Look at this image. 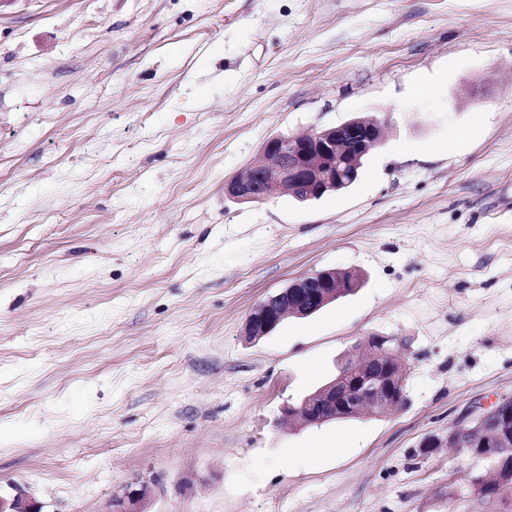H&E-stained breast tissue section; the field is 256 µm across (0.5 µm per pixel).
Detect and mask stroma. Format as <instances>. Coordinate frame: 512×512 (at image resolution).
Returning <instances> with one entry per match:
<instances>
[{"instance_id": "35a3bbf8", "label": "stroma", "mask_w": 512, "mask_h": 512, "mask_svg": "<svg viewBox=\"0 0 512 512\" xmlns=\"http://www.w3.org/2000/svg\"><path fill=\"white\" fill-rule=\"evenodd\" d=\"M371 116L385 141L345 192L225 200L268 138ZM325 268L363 281L244 339L258 301ZM374 335L402 352L404 407L284 422ZM499 397L512 0H0V494L483 512L486 462L419 446Z\"/></svg>"}]
</instances>
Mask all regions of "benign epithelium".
Instances as JSON below:
<instances>
[{"mask_svg": "<svg viewBox=\"0 0 512 512\" xmlns=\"http://www.w3.org/2000/svg\"><path fill=\"white\" fill-rule=\"evenodd\" d=\"M386 122L378 118H352L299 135H276L266 140L262 160L224 182V198L234 203L263 202L283 194L299 201L312 200L342 184L338 165L370 154L385 138ZM317 288L313 301L321 308L348 293L345 276L323 269L293 280L287 287L258 302L249 312L244 336L250 342L272 333L287 317L304 318L309 310L294 306L305 290ZM391 336H370L365 355L345 362L331 381L304 397L297 408L285 411L284 419H300L320 425L336 418H371L401 408L407 401L404 368L396 357ZM468 422L448 432V439L432 437L427 448H471L473 457L483 459L512 447V399L501 397L479 404L466 414ZM151 491L145 484L126 487L112 497L105 512H147ZM0 512H42V506L17 492L0 496Z\"/></svg>", "mask_w": 512, "mask_h": 512, "instance_id": "7a95c632", "label": "benign epithelium"}]
</instances>
